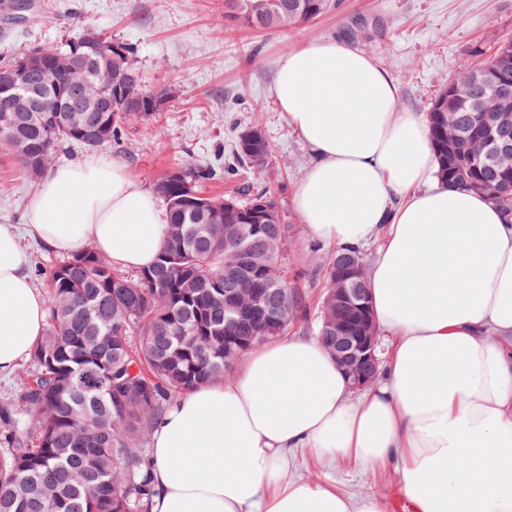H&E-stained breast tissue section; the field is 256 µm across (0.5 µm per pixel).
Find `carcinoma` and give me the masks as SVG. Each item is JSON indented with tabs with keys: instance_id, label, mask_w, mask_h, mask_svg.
<instances>
[{
	"instance_id": "carcinoma-1",
	"label": "carcinoma",
	"mask_w": 512,
	"mask_h": 512,
	"mask_svg": "<svg viewBox=\"0 0 512 512\" xmlns=\"http://www.w3.org/2000/svg\"><path fill=\"white\" fill-rule=\"evenodd\" d=\"M230 13L255 29L284 28L319 17L328 0H225ZM113 64L129 76L119 86L86 44L79 76L65 70L36 83L34 105L57 112H6L3 140L17 145L30 176L47 172L63 143L95 149L119 143L130 117L153 112H102L88 99L75 107L62 90L79 78L130 100L146 95L132 49ZM457 96L443 88L428 114L436 177L448 186L486 193L512 224V169L478 154L482 119L472 98L495 101L491 86L453 80ZM238 135L236 158L220 173L209 165L178 168L153 188L165 203L164 245L149 268L129 274L91 246L46 268L36 267L50 290L48 327L31 351L33 369L15 399L0 402V512H149L145 445L155 420L180 394L228 379L234 364L255 346L293 328L315 325L327 350L336 337L357 336L369 301L367 263L360 249L339 247L322 264L324 293L311 311L316 281L288 266V225L265 186L235 195L210 196L201 184L230 180L244 163L263 170L270 145L258 125ZM248 235L238 245L224 239L228 227ZM356 289L336 303V288ZM235 297L241 314L231 322L224 301Z\"/></svg>"
}]
</instances>
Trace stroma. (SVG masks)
Here are the masks:
<instances>
[{
	"instance_id": "obj_1",
	"label": "stroma",
	"mask_w": 512,
	"mask_h": 512,
	"mask_svg": "<svg viewBox=\"0 0 512 512\" xmlns=\"http://www.w3.org/2000/svg\"><path fill=\"white\" fill-rule=\"evenodd\" d=\"M15 2L0 0V63L63 47L89 30L128 44L148 87L177 91L149 122L128 121L123 142L64 145L55 166L103 159L149 187L176 165L210 164L219 152L232 159L241 129L259 124L272 146L268 171L244 168L237 181L219 178L201 189L211 195L233 192L241 181L276 184L291 228L288 259L311 271L333 247L307 233L292 205L313 156L271 97L279 59L315 39L350 41L388 71L399 109L424 114L449 81L512 38V0H330L313 21L261 32L229 16L224 0H32L21 11ZM37 186L0 145V225L24 228ZM336 482L354 495L384 497L389 512H413L395 469L340 468Z\"/></svg>"
}]
</instances>
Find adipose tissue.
Listing matches in <instances>:
<instances>
[{"label":"adipose tissue","mask_w":512,"mask_h":512,"mask_svg":"<svg viewBox=\"0 0 512 512\" xmlns=\"http://www.w3.org/2000/svg\"><path fill=\"white\" fill-rule=\"evenodd\" d=\"M273 97L315 160L293 204L317 241L376 247L368 288L383 371L354 393L314 336L255 346L232 379L181 394L153 425L150 512H387L332 474L395 467L415 512H512V225L486 195L434 177L428 122L349 43L282 57ZM166 217L120 166L44 178L25 230L0 225V375L44 333L22 232L113 264L154 262ZM321 470L305 478V461Z\"/></svg>","instance_id":"1"}]
</instances>
